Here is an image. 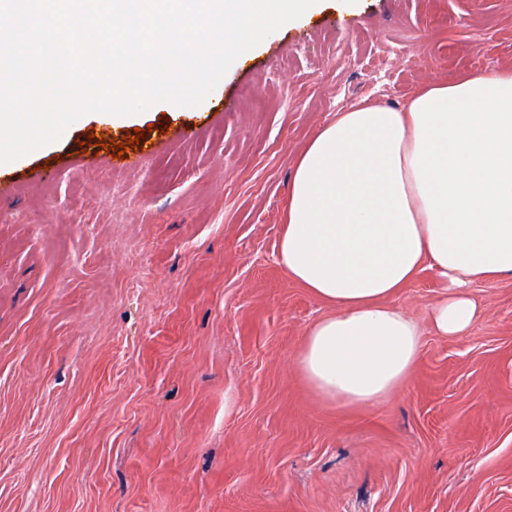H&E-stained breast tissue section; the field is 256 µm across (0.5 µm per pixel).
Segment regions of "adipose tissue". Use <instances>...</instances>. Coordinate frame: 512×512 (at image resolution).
<instances>
[{"label": "adipose tissue", "instance_id": "adipose-tissue-1", "mask_svg": "<svg viewBox=\"0 0 512 512\" xmlns=\"http://www.w3.org/2000/svg\"><path fill=\"white\" fill-rule=\"evenodd\" d=\"M278 262L332 308L297 358L325 401L371 406L409 377L421 331L387 300L421 268L443 283L437 333L466 335L470 286L512 277V67L323 125L295 164Z\"/></svg>", "mask_w": 512, "mask_h": 512}]
</instances>
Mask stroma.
<instances>
[{
  "label": "stroma",
  "instance_id": "35a3bbf8",
  "mask_svg": "<svg viewBox=\"0 0 512 512\" xmlns=\"http://www.w3.org/2000/svg\"><path fill=\"white\" fill-rule=\"evenodd\" d=\"M512 66V0H319L149 129L90 112L0 165V512H512V278L401 388L323 403L296 359L330 313L277 261L299 154L368 98ZM186 126L199 128L192 140Z\"/></svg>",
  "mask_w": 512,
  "mask_h": 512
}]
</instances>
